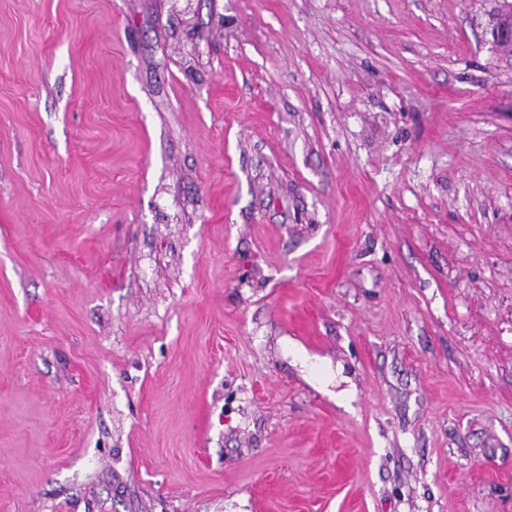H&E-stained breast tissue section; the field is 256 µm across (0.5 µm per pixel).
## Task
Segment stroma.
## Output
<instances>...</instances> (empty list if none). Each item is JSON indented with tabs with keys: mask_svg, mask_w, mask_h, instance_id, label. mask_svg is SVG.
<instances>
[{
	"mask_svg": "<svg viewBox=\"0 0 512 512\" xmlns=\"http://www.w3.org/2000/svg\"><path fill=\"white\" fill-rule=\"evenodd\" d=\"M497 0H0V512H512Z\"/></svg>",
	"mask_w": 512,
	"mask_h": 512,
	"instance_id": "stroma-1",
	"label": "stroma"
}]
</instances>
